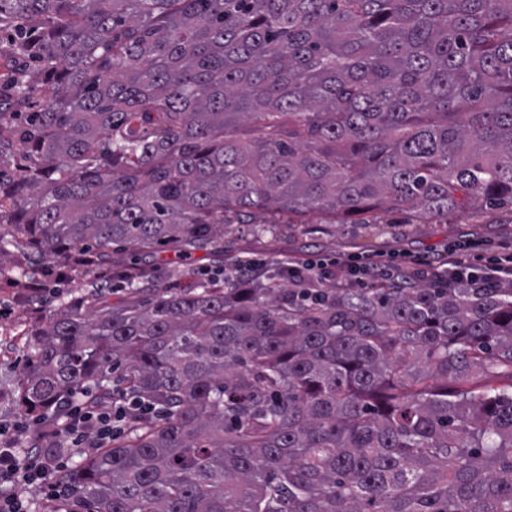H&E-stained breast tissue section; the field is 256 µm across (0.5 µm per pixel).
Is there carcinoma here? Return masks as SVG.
<instances>
[{"label": "carcinoma", "instance_id": "carcinoma-1", "mask_svg": "<svg viewBox=\"0 0 512 512\" xmlns=\"http://www.w3.org/2000/svg\"><path fill=\"white\" fill-rule=\"evenodd\" d=\"M0 253L128 285L32 333L19 403L131 399L42 512H512V288L154 284L224 225L512 206V0H0ZM21 174L14 175V170ZM81 268L93 272L94 277L105 285H109L112 279V272L107 264L97 256L85 253L76 254L71 258L70 269Z\"/></svg>", "mask_w": 512, "mask_h": 512}]
</instances>
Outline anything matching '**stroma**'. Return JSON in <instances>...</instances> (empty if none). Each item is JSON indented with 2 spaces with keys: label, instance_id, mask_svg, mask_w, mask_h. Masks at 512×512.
Segmentation results:
<instances>
[{
  "label": "stroma",
  "instance_id": "35a3bbf8",
  "mask_svg": "<svg viewBox=\"0 0 512 512\" xmlns=\"http://www.w3.org/2000/svg\"><path fill=\"white\" fill-rule=\"evenodd\" d=\"M224 238L229 247L243 251L265 266H273L281 256L300 252L307 238L299 229L261 231L256 224L229 225ZM476 239L485 252H492L501 244L512 245V208L496 210L473 208L457 213L447 224H410L405 215L380 211L378 222L371 227L347 223L345 216H337L324 234L316 238L313 258H344L357 253L388 256L410 251L427 262L444 263L448 260V246L452 241ZM21 257L18 253L0 255V431L21 445H29L38 432L37 425L19 426L22 409L18 402L17 383L22 377L29 354L30 334L47 323V312L63 303L84 301L87 292L82 273L69 271L55 288L46 294L40 313H33L21 298L24 277L16 269ZM218 258L197 253L191 260H183L173 252L162 255L155 276L159 285L176 288L184 285L183 272H195L220 267Z\"/></svg>",
  "mask_w": 512,
  "mask_h": 512
}]
</instances>
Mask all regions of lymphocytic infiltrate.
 Masks as SVG:
<instances>
[{
  "instance_id": "lymphocytic-infiltrate-1",
  "label": "lymphocytic infiltrate",
  "mask_w": 512,
  "mask_h": 512,
  "mask_svg": "<svg viewBox=\"0 0 512 512\" xmlns=\"http://www.w3.org/2000/svg\"><path fill=\"white\" fill-rule=\"evenodd\" d=\"M471 247L468 241L455 244L461 258L445 270L449 281L512 284L511 245L500 246L478 265L464 259ZM112 421L111 403L91 407L76 399L61 414L44 421L36 445L26 448L11 439L0 441V512H28L22 492L34 484L44 487L47 498L60 499L62 491L54 475L65 456L89 454L111 442Z\"/></svg>"
}]
</instances>
